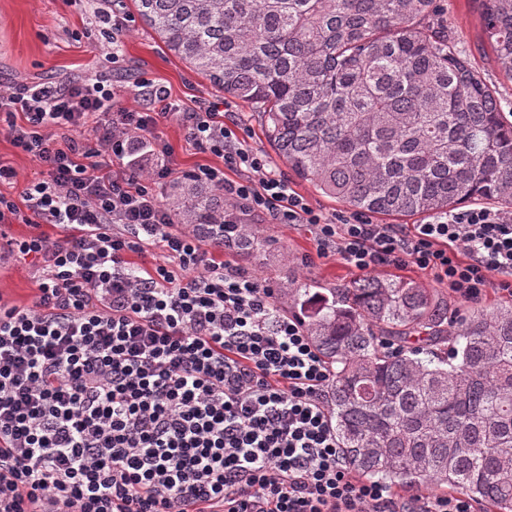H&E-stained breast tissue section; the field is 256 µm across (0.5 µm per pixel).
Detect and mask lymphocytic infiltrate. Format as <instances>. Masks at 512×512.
<instances>
[{
    "mask_svg": "<svg viewBox=\"0 0 512 512\" xmlns=\"http://www.w3.org/2000/svg\"><path fill=\"white\" fill-rule=\"evenodd\" d=\"M137 86L155 110L84 77L0 93V124L43 174L21 202L0 194V237L34 227L8 246L42 270L33 307L0 305V512H475L461 493L354 476L327 408L332 370L273 288L225 261L224 237L248 215L308 224L317 257L370 274L412 264L475 301L492 286L512 296V210L457 209L410 232L326 215L246 146L235 113ZM172 119L223 161L189 173L230 204L213 237L175 223L159 192L175 174L158 134ZM155 247L164 263H130Z\"/></svg>",
    "mask_w": 512,
    "mask_h": 512,
    "instance_id": "f902f5d3",
    "label": "lymphocytic infiltrate"
}]
</instances>
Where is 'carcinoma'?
<instances>
[{
	"mask_svg": "<svg viewBox=\"0 0 512 512\" xmlns=\"http://www.w3.org/2000/svg\"><path fill=\"white\" fill-rule=\"evenodd\" d=\"M164 46L261 110L296 177L355 211L432 217L492 199L512 209V123L495 92L429 24L435 0H131ZM512 69V0H477ZM178 224L210 232L224 203L185 178ZM264 246L246 230L224 247ZM333 370L326 400L345 460L408 489L452 488L512 512V305L464 317L436 288L362 276L293 280ZM402 351H383V341Z\"/></svg>",
	"mask_w": 512,
	"mask_h": 512,
	"instance_id": "cac0c4a2",
	"label": "carcinoma"
}]
</instances>
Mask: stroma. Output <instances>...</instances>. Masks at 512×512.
<instances>
[{
	"instance_id": "obj_1",
	"label": "stroma",
	"mask_w": 512,
	"mask_h": 512,
	"mask_svg": "<svg viewBox=\"0 0 512 512\" xmlns=\"http://www.w3.org/2000/svg\"><path fill=\"white\" fill-rule=\"evenodd\" d=\"M435 6L431 24L452 31L457 52L495 89L505 118L512 121V77L495 59L485 39L474 0H436ZM95 7L94 0H76L72 5L65 0H0V86H32L77 76L111 78L112 41L103 35ZM120 42L127 74L120 93L125 106L142 107V97L132 91L134 80L141 76L166 86L172 99L188 107L198 100L223 101V92L191 72L142 22H134ZM158 132L172 149L170 162L177 171L184 173L202 164L220 165V158L187 140L177 121L162 123ZM0 161L17 173L14 186L0 187V193L12 200H19L25 185L42 176L37 162L14 148L1 131ZM253 229L266 240L264 251L246 256L228 250L224 257L275 292H282L294 278L308 280L319 288H343L358 276L357 270L341 260L315 257V230L309 225L286 226L259 220ZM37 293L34 266L13 257L0 260V301L29 307Z\"/></svg>"
}]
</instances>
